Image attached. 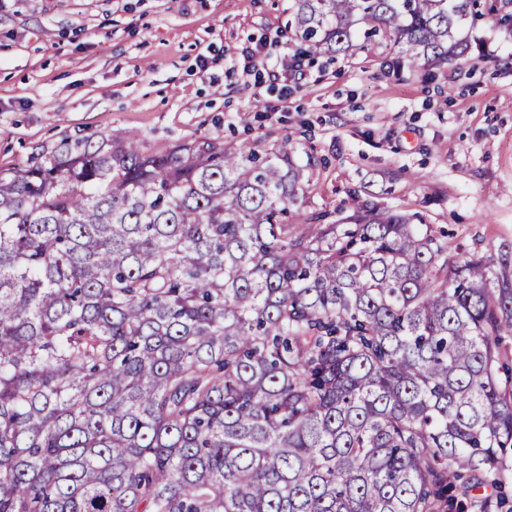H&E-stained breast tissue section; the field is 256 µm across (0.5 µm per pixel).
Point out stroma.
<instances>
[{
    "instance_id": "1",
    "label": "stroma",
    "mask_w": 512,
    "mask_h": 512,
    "mask_svg": "<svg viewBox=\"0 0 512 512\" xmlns=\"http://www.w3.org/2000/svg\"><path fill=\"white\" fill-rule=\"evenodd\" d=\"M293 0H0V170L76 139L289 143L302 214L372 203L421 216L449 259L512 246V31L465 56H300Z\"/></svg>"
}]
</instances>
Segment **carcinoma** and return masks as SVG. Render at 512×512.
<instances>
[{"mask_svg": "<svg viewBox=\"0 0 512 512\" xmlns=\"http://www.w3.org/2000/svg\"><path fill=\"white\" fill-rule=\"evenodd\" d=\"M501 0H294L309 56L468 52ZM288 143L77 140L0 171V512L503 510L512 251L299 222Z\"/></svg>", "mask_w": 512, "mask_h": 512, "instance_id": "cac0c4a2", "label": "carcinoma"}]
</instances>
